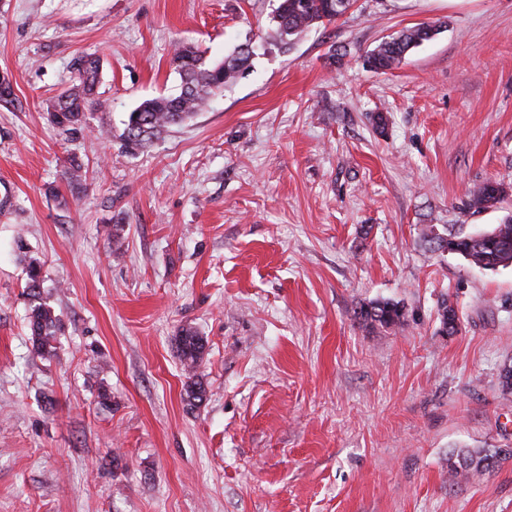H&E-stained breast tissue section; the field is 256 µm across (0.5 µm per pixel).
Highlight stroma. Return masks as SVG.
<instances>
[{
    "mask_svg": "<svg viewBox=\"0 0 512 512\" xmlns=\"http://www.w3.org/2000/svg\"><path fill=\"white\" fill-rule=\"evenodd\" d=\"M276 5L0 0V512H512V459L448 483L450 452L512 448V265L430 241L512 214V0H354L286 52ZM425 22L397 68L366 67ZM246 41L250 70L191 121L124 143L128 112L177 91L176 46ZM90 54L72 136L49 111ZM490 182L499 203L472 207ZM382 300L404 328L356 322ZM183 327L206 342L196 402ZM58 319L51 308L39 303L31 306L29 313L30 340L34 351L42 356L54 353L55 336L59 330Z\"/></svg>",
    "mask_w": 512,
    "mask_h": 512,
    "instance_id": "35a3bbf8",
    "label": "stroma"
}]
</instances>
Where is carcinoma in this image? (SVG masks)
I'll return each instance as SVG.
<instances>
[{
  "label": "carcinoma",
  "instance_id": "1",
  "mask_svg": "<svg viewBox=\"0 0 512 512\" xmlns=\"http://www.w3.org/2000/svg\"><path fill=\"white\" fill-rule=\"evenodd\" d=\"M353 4V0H278L272 15L275 23L276 43L288 50L292 41L309 28L332 23L342 16ZM427 25L421 24L403 31L381 43L369 53L375 70H391L399 66L406 53L428 40ZM254 51L237 45L224 57V61L212 62L204 52L189 44H182L173 53L170 67L178 74L181 87L176 95L160 94L143 100L128 113L122 133L124 141L135 147H145L160 137L170 127L191 120L200 108L219 92L231 85L236 78L249 68ZM100 60L85 57L80 64L76 86L56 96L50 117L68 134H75L85 127L86 111L95 103L99 83ZM500 188L488 183L473 200V206L481 209L497 201ZM495 235L477 239L472 235L448 239L435 236L438 243L449 241L454 249L470 256V262L487 267L512 264V217L494 228ZM43 288L42 268L32 260L27 266V295L36 304L29 313L30 340L34 351L42 356L54 353L58 319L51 308L39 302ZM358 319L369 327L385 329L402 328L407 325L408 312L405 307L393 301H375L360 308ZM178 352L187 368L190 384L189 395L202 400L204 387L197 375L205 343L201 336L191 329H181L177 336ZM512 457V448L494 450L477 449L466 453L448 454V482L455 485L461 481L481 477L496 469L501 459Z\"/></svg>",
  "mask_w": 512,
  "mask_h": 512
}]
</instances>
